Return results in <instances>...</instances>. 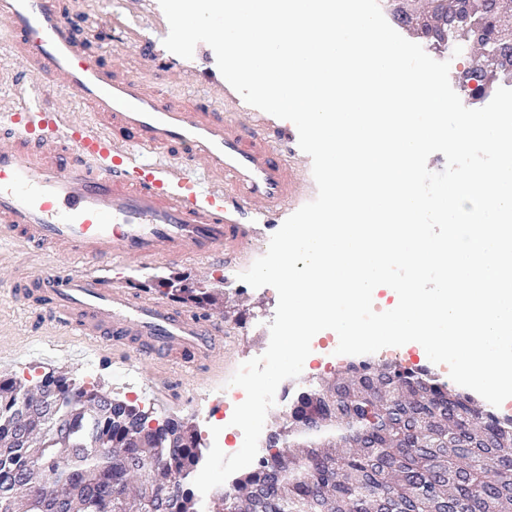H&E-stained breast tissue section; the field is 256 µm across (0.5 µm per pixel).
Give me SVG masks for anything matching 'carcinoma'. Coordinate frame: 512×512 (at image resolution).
Instances as JSON below:
<instances>
[{
  "mask_svg": "<svg viewBox=\"0 0 512 512\" xmlns=\"http://www.w3.org/2000/svg\"><path fill=\"white\" fill-rule=\"evenodd\" d=\"M390 15L463 60L477 96L512 80V0H391ZM173 296L209 305L203 288ZM196 429L50 370L0 377V512H197ZM147 472L143 483L131 484ZM212 512H512V415L426 368L355 360L292 403L288 428Z\"/></svg>",
  "mask_w": 512,
  "mask_h": 512,
  "instance_id": "1",
  "label": "carcinoma"
}]
</instances>
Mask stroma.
<instances>
[{
    "instance_id": "1",
    "label": "stroma",
    "mask_w": 512,
    "mask_h": 512,
    "mask_svg": "<svg viewBox=\"0 0 512 512\" xmlns=\"http://www.w3.org/2000/svg\"><path fill=\"white\" fill-rule=\"evenodd\" d=\"M77 10L83 26L94 31L110 30L113 12H126L139 32L155 40L160 60L172 63L166 90L193 96L202 90L197 82L199 75L214 78L220 75L215 53L207 44H198L189 59L165 48L163 28L167 20L159 0H79ZM276 230V225H262L258 240L245 246L239 266L230 269L217 267L205 276L199 275L191 264L176 270L135 265L126 269V277L131 278L137 288L159 297L165 295V284L169 281L208 288L221 302L220 313L236 327L240 336L238 347L226 359L223 375L203 381L187 373H172L171 381L178 399L169 404L159 401L152 391L150 363L134 359L129 365L115 366L97 359L70 361L45 352L41 347L43 331L35 315L24 302L15 300L11 295L14 277L12 247L0 244V346L11 354L10 359L0 362V376L12 374L29 379L51 369L71 372L78 381L101 384L112 397L138 404L156 417L174 416L189 420L200 434L202 451H209L213 443L211 428L218 423L217 418L211 415L212 401L216 394L223 392L239 361L262 355L270 341L269 325L278 302L277 292L269 286L252 288L239 280L238 273L248 269L265 253Z\"/></svg>"
}]
</instances>
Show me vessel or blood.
<instances>
[{"label": "vessel or blood", "mask_w": 512, "mask_h": 512, "mask_svg": "<svg viewBox=\"0 0 512 512\" xmlns=\"http://www.w3.org/2000/svg\"><path fill=\"white\" fill-rule=\"evenodd\" d=\"M76 25L66 0H0L12 67L42 82L0 113V241L64 265L24 261L12 292L53 326L52 352L133 351L161 382L174 370L206 375L218 349L237 346L233 327L112 269L231 261L258 225L302 205L298 155L282 153L281 131L263 121L93 59ZM48 85L74 93L89 120L47 106Z\"/></svg>", "instance_id": "obj_1"}]
</instances>
